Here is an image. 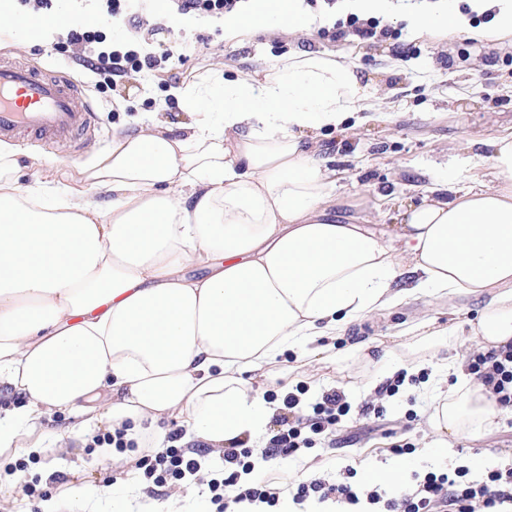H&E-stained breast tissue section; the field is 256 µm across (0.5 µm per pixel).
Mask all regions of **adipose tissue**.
Instances as JSON below:
<instances>
[{
  "label": "adipose tissue",
  "instance_id": "1",
  "mask_svg": "<svg viewBox=\"0 0 512 512\" xmlns=\"http://www.w3.org/2000/svg\"><path fill=\"white\" fill-rule=\"evenodd\" d=\"M59 21L15 29L13 0H0V37L12 47L55 43L66 22L86 17L68 0ZM492 28L472 30L449 0L401 12L415 33L512 35V0ZM304 0H242L225 14L224 38L254 30L301 35L329 24ZM191 122L172 134L140 122L80 182L47 180L48 160L0 143V452L63 453L69 439L131 423L139 444L161 446V421H181L185 441L213 455L250 440L277 409L244 377L285 351L305 365L328 362L325 337L408 297L404 275L440 303L482 301L476 320L418 323L420 345L379 341L381 359L444 360L455 384L433 400L431 446L497 426L504 411L453 355L457 336L483 350L512 345V139L493 143V187L401 207L394 231L333 216L334 171L315 142L345 130L375 91L355 65L295 51L260 78L223 69L173 87ZM112 193L102 206L92 191ZM357 344L358 356L370 348ZM74 423L56 434L53 416Z\"/></svg>",
  "mask_w": 512,
  "mask_h": 512
}]
</instances>
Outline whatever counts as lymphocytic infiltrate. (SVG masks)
<instances>
[{"mask_svg":"<svg viewBox=\"0 0 512 512\" xmlns=\"http://www.w3.org/2000/svg\"><path fill=\"white\" fill-rule=\"evenodd\" d=\"M320 35L332 42L367 45L392 41L398 52L406 50L398 28L372 18L350 16L336 21L332 27L322 28ZM68 37L71 45L83 50V64L109 74L116 81L129 72L155 65L154 59H140L132 49L92 51V44L100 42L101 37L87 25L69 30ZM467 370L490 389L500 406L512 407L511 346L474 353L468 360ZM306 392V386L300 385L284 397V411L274 419L278 430L270 439V448L264 449V457L287 459L301 449L313 448L317 439L335 431L351 410L345 393L339 389H328L308 403L302 400ZM177 440V434H170L167 445L141 458L139 467L146 492L155 493L156 489L188 480L199 472L200 461L178 447ZM252 455V448L247 446L225 450L222 477L207 482L210 502L219 510L228 502L236 505L259 502L269 510L277 506L276 481L268 472L256 469ZM345 474V480L333 483L320 477L298 481L292 487L293 498L302 502L315 495L322 500L332 498L348 505L358 504L364 498L369 504L382 506L383 512H495L498 505L512 502L511 465L489 471L476 481L468 480L466 469L461 467L450 473L431 471L397 491L378 485L359 486L354 483L355 472L350 468Z\"/></svg>","mask_w":512,"mask_h":512,"instance_id":"obj_1","label":"lymphocytic infiltrate"}]
</instances>
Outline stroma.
Listing matches in <instances>:
<instances>
[{
    "mask_svg": "<svg viewBox=\"0 0 512 512\" xmlns=\"http://www.w3.org/2000/svg\"><path fill=\"white\" fill-rule=\"evenodd\" d=\"M401 40L411 45L410 54L396 55L385 43L355 47L315 35L274 36L264 30L243 44L231 45L225 42L222 27L208 26L190 33V47L182 50L175 47L170 22L163 18L149 38L148 54L159 59V66L132 74L117 88L110 79L80 65L64 38L49 47L34 45L16 51L6 46L0 53L17 56L32 68L77 79L96 108L95 134L84 141L80 153H72L65 144L49 147L30 137L17 140L20 150L49 159L50 176L58 181L72 180L93 165L111 149L113 134L128 130L132 117L148 120L157 114L173 127L188 121L180 101L168 93L169 87L185 78L208 75L219 65L225 78L251 77L281 56L306 49L350 62L376 88V112L356 130L323 132L318 146L336 171L333 213L345 222L380 225L396 223L400 202L420 201L442 181L457 188L490 184L489 160L475 156L469 143L512 138V66L488 64L485 42L463 35L416 37L407 29ZM443 52L454 54L452 65L440 63L438 56ZM480 307L479 301L465 297L440 306L422 295L333 340V363L310 369L300 366L293 351L279 356L272 367L274 379H257L267 400H279L283 393L303 385L314 393L341 389L352 405L335 432L316 447L301 450L298 459L290 462V471L303 478L332 480L349 465L363 484L369 467L391 460L392 444L406 442L415 449L406 459L411 472L463 466L470 478L477 479L490 469L511 464L512 416L481 437L459 440L447 455L428 452L433 366L423 365L424 382L404 384L397 395L380 399L382 416L360 410L369 399L366 382L380 376L383 366L354 356L355 343L380 340L431 318L441 324L473 320ZM24 462L25 469L17 474L21 483L60 475L64 478L61 492L68 496L79 478L111 485L112 499L101 504L99 512H161L167 500L163 494H148L128 466L101 458L99 451L78 439L70 440L63 455L34 454Z\"/></svg>",
    "mask_w": 512,
    "mask_h": 512,
    "instance_id": "obj_1",
    "label": "stroma"
}]
</instances>
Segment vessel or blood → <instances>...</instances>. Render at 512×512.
Returning <instances> with one entry per match:
<instances>
[{
  "label": "vessel or blood",
  "instance_id": "vessel-or-blood-1",
  "mask_svg": "<svg viewBox=\"0 0 512 512\" xmlns=\"http://www.w3.org/2000/svg\"><path fill=\"white\" fill-rule=\"evenodd\" d=\"M93 112L78 81L44 77L26 64L0 59V137L24 133L73 143L90 129Z\"/></svg>",
  "mask_w": 512,
  "mask_h": 512
}]
</instances>
